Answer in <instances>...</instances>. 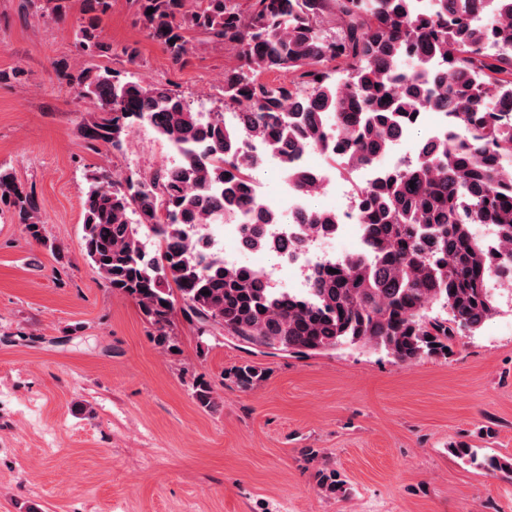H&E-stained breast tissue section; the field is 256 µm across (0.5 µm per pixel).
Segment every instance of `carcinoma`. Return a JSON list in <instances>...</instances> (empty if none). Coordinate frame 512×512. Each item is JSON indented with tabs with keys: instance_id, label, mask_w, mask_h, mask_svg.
I'll list each match as a JSON object with an SVG mask.
<instances>
[{
	"instance_id": "cac0c4a2",
	"label": "carcinoma",
	"mask_w": 512,
	"mask_h": 512,
	"mask_svg": "<svg viewBox=\"0 0 512 512\" xmlns=\"http://www.w3.org/2000/svg\"><path fill=\"white\" fill-rule=\"evenodd\" d=\"M336 2L340 31L323 28ZM75 32L83 53L111 50L101 16L112 0H82ZM477 0H131L148 36L178 63L193 51L188 31L231 49L237 64L224 73V103L237 104V124L224 112L198 111L161 85L122 80L108 71L65 72L101 116L83 126L91 147H124L135 123L151 126L180 155L172 167L115 178L93 171L83 204L82 251L113 291L137 305L158 346L178 348L174 315L198 335L219 330L241 344L295 356L364 346L412 365L442 354L455 337L473 333L498 312L489 280L512 283V181L496 162L512 157V0L482 17ZM152 8L154 12L147 13ZM291 75L288 84L263 79ZM423 112H446L459 131L426 142L404 167L383 171L361 190L355 213L369 253L319 265L310 288L291 293L269 285L255 268L226 264L208 249L202 229L222 224L250 202L244 225L249 251L275 254L266 225L282 223L248 186L262 158L283 159L285 179L313 197L320 186L300 164L313 150L346 171L372 165L400 130ZM0 205L28 236L58 259L63 248L42 234L34 188L0 166ZM315 232L336 227V213L313 209L300 218ZM491 227L490 241L472 226ZM156 238L145 250L138 229ZM265 371L243 363L225 379L251 389ZM203 410L217 407L209 381L189 384ZM318 485L335 494L334 469Z\"/></svg>"
}]
</instances>
